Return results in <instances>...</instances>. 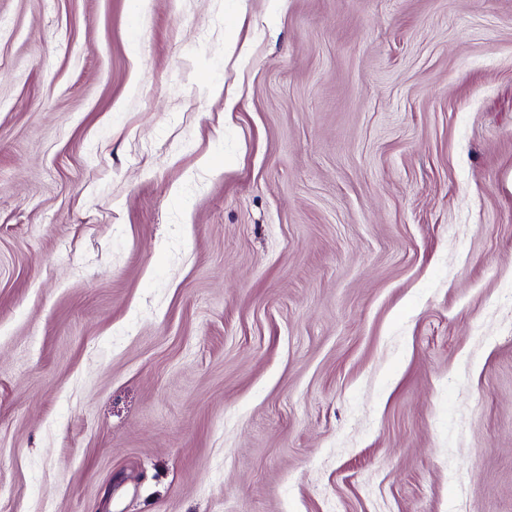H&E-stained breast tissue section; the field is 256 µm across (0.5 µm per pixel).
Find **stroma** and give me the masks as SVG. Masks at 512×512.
Returning <instances> with one entry per match:
<instances>
[{
	"instance_id": "obj_1",
	"label": "stroma",
	"mask_w": 512,
	"mask_h": 512,
	"mask_svg": "<svg viewBox=\"0 0 512 512\" xmlns=\"http://www.w3.org/2000/svg\"><path fill=\"white\" fill-rule=\"evenodd\" d=\"M0 512H512V0H0Z\"/></svg>"
}]
</instances>
